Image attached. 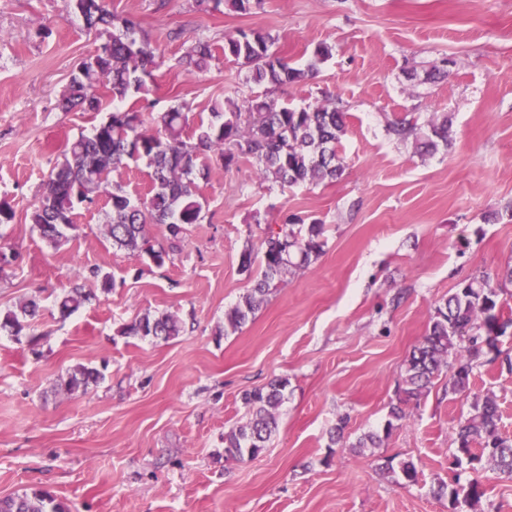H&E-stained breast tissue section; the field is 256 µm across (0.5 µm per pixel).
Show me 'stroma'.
Returning a JSON list of instances; mask_svg holds the SVG:
<instances>
[{"instance_id": "35a3bbf8", "label": "stroma", "mask_w": 512, "mask_h": 512, "mask_svg": "<svg viewBox=\"0 0 512 512\" xmlns=\"http://www.w3.org/2000/svg\"><path fill=\"white\" fill-rule=\"evenodd\" d=\"M133 17L158 54L149 97L157 112L183 103L188 123L226 102L270 94L302 106L332 97L349 115L336 181L278 186L255 166L208 160L204 219L189 225L172 264L113 248L105 204L77 205L75 229L48 245L28 214L65 144L111 112H64L58 101L100 43L67 0H0V315L34 298L21 335L0 332V497L38 489L69 512H449L439 482L467 481L455 429L467 398L439 376L385 431L406 361L430 316L463 280L512 261V0H262L246 12H202L194 0H107ZM262 30L294 67L332 49L316 76L269 91L216 53L188 73L187 47L223 46ZM451 59L444 81L425 73ZM448 116V150L422 156L388 124ZM295 218L324 224L322 255L287 277L239 331L224 314L253 285L247 241ZM111 274L101 292L92 268ZM96 298L69 317L58 301L76 272ZM168 312L185 332L164 342L123 332L137 315ZM500 358L473 364L471 392L494 397L512 439V332ZM78 365L101 378L87 393L55 390ZM288 381L263 454L225 462L224 434L245 424V391ZM347 425L331 434L339 418ZM375 446L352 452L368 434ZM410 461L408 484L382 471ZM478 512H512V480L480 472Z\"/></svg>"}]
</instances>
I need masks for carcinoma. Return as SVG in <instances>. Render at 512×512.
<instances>
[{
    "label": "carcinoma",
    "instance_id": "carcinoma-1",
    "mask_svg": "<svg viewBox=\"0 0 512 512\" xmlns=\"http://www.w3.org/2000/svg\"><path fill=\"white\" fill-rule=\"evenodd\" d=\"M250 2L195 0V5L203 12L218 11L226 4L245 11ZM69 7L82 17L86 29L103 38V42L102 52L83 61L72 75L59 100L62 111L100 110L102 88L114 100L131 93L141 94L144 105L113 109L90 134L82 133L69 143L30 213V222L48 244L57 246L64 230L76 227L75 204H93L104 196L109 205L104 232L112 246L134 255L146 253L159 267L173 262L186 226L202 221L203 198L193 175L209 153L226 166L252 159L260 180L281 185L333 182L341 176L339 148L347 113L333 102L291 108L257 96L231 112L215 105L208 122L200 124L192 134L186 131V105L178 104L156 117L155 128H147L145 111L153 104L145 94L149 92L147 80L157 67L156 49L138 36L133 19L109 10L106 0H69ZM275 42L267 32L240 31L224 38V57L247 66L253 83L274 90L307 82L317 73V64L331 55L329 46L320 45L315 49L313 63L296 68L272 50ZM214 54L212 43L198 39L186 50L182 65L188 72L201 71ZM389 131L400 141H412L421 154H435L451 145L446 114L432 121L426 132L406 117L391 121ZM131 160H144L152 168L151 188L143 199L131 197L121 183L110 179ZM154 224L166 226L168 247L151 244L150 228ZM324 233L325 225L314 223L302 236L290 224L277 231L270 228L264 231L259 244H248L241 254V268L250 271L252 254L257 253L259 274L253 288L225 314L224 332L241 329L266 302L271 289L317 259L323 252ZM508 283H512V264L494 276L482 273L464 280L443 304L435 307L425 336L406 362L400 397L390 407L385 431H391L394 422L406 417L404 405L419 399L445 368L448 395L469 394L473 362L486 350L499 353L498 338L512 328V316H504L499 300L500 290ZM93 299L95 295L75 282L59 300V312L69 316ZM37 311L38 303L33 299L20 303V314L0 317V330L21 333L24 318L35 316ZM184 331L185 324L178 316L149 311L124 329L127 335L164 341L175 339ZM99 378L96 369L81 366L61 379L57 390L67 395L85 392ZM287 386L288 380L278 379L245 394L251 419L224 433V460L239 462L263 453L277 428V409ZM498 422L496 400L488 395L474 398L469 413L460 419L455 431L460 453L456 462L464 457L472 465L486 463L511 478L512 439L499 434ZM385 469L407 483L417 482L418 471L411 461L395 465L390 460ZM437 495L448 497L453 510L461 504L474 510L484 491L475 477L465 485L443 483ZM0 512H68V507L47 492L33 491L0 498Z\"/></svg>",
    "mask_w": 512,
    "mask_h": 512
}]
</instances>
